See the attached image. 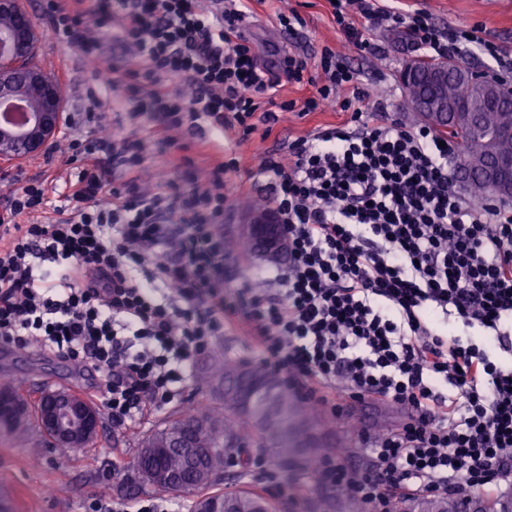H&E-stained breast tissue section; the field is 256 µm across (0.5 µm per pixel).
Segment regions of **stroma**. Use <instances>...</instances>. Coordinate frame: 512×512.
Here are the masks:
<instances>
[{
  "label": "stroma",
  "instance_id": "35a3bbf8",
  "mask_svg": "<svg viewBox=\"0 0 512 512\" xmlns=\"http://www.w3.org/2000/svg\"><path fill=\"white\" fill-rule=\"evenodd\" d=\"M399 6L425 10L441 28H480L512 56V0H400ZM280 10L296 11L305 19V26L291 34L284 32L276 18ZM355 26L364 38L376 45L375 54L363 55L355 50L349 35L337 27L327 0H276L275 5L256 8L246 20L243 32L260 59L271 67L288 52L308 56L324 46L338 51L344 63L369 89L372 100L387 105L390 119L408 127L419 126L415 112L402 105L401 72L406 60L415 56L413 43L396 29L374 28L361 18L356 20ZM37 53L39 61L46 64V72L62 86L64 113L83 111L88 95H95L102 103L105 127L126 129L144 143L152 184L176 179L177 174L168 162L167 153L162 152L155 130L132 118L131 105L106 78L97 75L92 63L77 47L61 46L52 40L41 41L37 44ZM348 118V113L332 108L305 116L293 109L280 112L279 122L269 134L260 127L248 135L237 130L225 131L224 156L238 162L237 171L228 173L224 179L225 242H232L237 233L242 199L261 203L267 200V180L256 172L260 152L287 153L289 143L296 138L343 125ZM34 174L43 175L55 186L51 203L63 204L64 169L59 164L46 163L41 156L0 164V195L14 187L18 176ZM243 182L252 186L245 195L238 189ZM270 268L268 261L229 250L224 277L227 299L235 300L240 288L247 283L273 287ZM217 353L231 354L252 364L258 361L245 331L235 325L226 326L214 350L196 356L180 406L149 415L134 430L118 428L110 420H103L98 435L87 447L67 454L53 448L48 437L33 426L23 433H0V512H89L87 504L94 499L109 503L146 498L167 500L171 512H192V495L135 482L134 462L140 442L166 421L179 417L183 409L192 405L216 406L212 390L203 384L201 376L203 367ZM31 367L44 370L54 388H67L82 396L99 382L95 373L82 369L75 362L34 350L9 362L0 357V375L12 377ZM397 418L394 409L377 402L362 428L337 423L320 429V439L326 452L347 462L357 449L361 432L380 431L394 424ZM265 465L280 483L279 489L266 493L277 505L278 512H316L322 504L326 505L327 512H347V498L337 496L331 487L316 484L312 473L284 468L271 459L266 460Z\"/></svg>",
  "mask_w": 512,
  "mask_h": 512
}]
</instances>
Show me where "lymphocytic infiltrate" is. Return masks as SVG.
I'll return each mask as SVG.
<instances>
[{"mask_svg": "<svg viewBox=\"0 0 512 512\" xmlns=\"http://www.w3.org/2000/svg\"><path fill=\"white\" fill-rule=\"evenodd\" d=\"M44 0L58 44L77 46L113 74L169 146L177 183L146 190L144 145L124 133L83 135L101 103L71 118L65 202L26 177L0 200V344L34 348L93 369L113 425L128 427L178 401L192 359L243 319L265 369L305 402L337 395L402 409L385 433L361 439L368 466L322 460L316 476L367 512L420 493L512 492V208L467 201L448 168L454 147L434 129L361 109L367 89L322 47L317 64L288 54L259 60L242 33L252 0ZM345 32L356 19L404 31L425 58L512 59L472 30H440L428 13L380 0H333ZM117 31L138 65L103 53ZM179 80L177 92L166 90ZM313 89L303 112H350L343 127L296 139L287 156L264 152L270 206L288 231L275 289L224 297V176L215 157L196 179L181 140L203 128L273 127L283 83ZM352 96L337 101L339 89ZM123 174L112 185V174ZM460 331L443 332L438 315Z\"/></svg>", "mask_w": 512, "mask_h": 512, "instance_id": "lymphocytic-infiltrate-1", "label": "lymphocytic infiltrate"}]
</instances>
